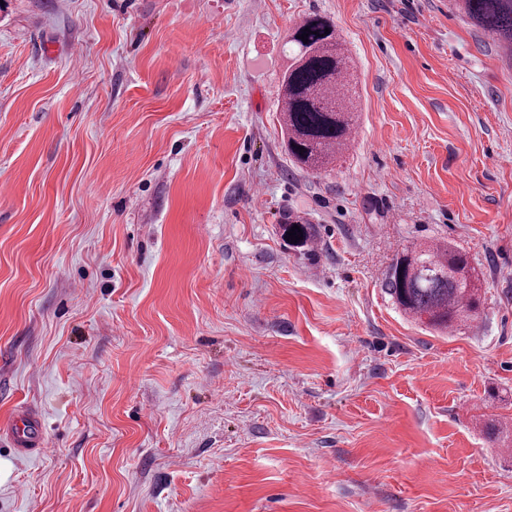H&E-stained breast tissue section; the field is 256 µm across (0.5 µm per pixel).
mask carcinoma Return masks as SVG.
I'll list each match as a JSON object with an SVG mask.
<instances>
[{"label": "carcinoma", "mask_w": 512, "mask_h": 512, "mask_svg": "<svg viewBox=\"0 0 512 512\" xmlns=\"http://www.w3.org/2000/svg\"><path fill=\"white\" fill-rule=\"evenodd\" d=\"M466 19L512 49V0H457ZM310 29L308 42L299 35ZM330 33H325V30ZM297 48L281 81L280 125L292 163L319 173L336 162L349 146L357 122L353 112L351 59L333 21L319 14L304 17L287 33ZM299 225L302 239L288 242L307 254L313 251L314 229L290 218L282 236ZM383 291L406 317L440 331H455L476 318L481 306V272L468 253L440 242L404 247L384 271ZM489 438H512V428L497 421L484 424Z\"/></svg>", "instance_id": "1"}]
</instances>
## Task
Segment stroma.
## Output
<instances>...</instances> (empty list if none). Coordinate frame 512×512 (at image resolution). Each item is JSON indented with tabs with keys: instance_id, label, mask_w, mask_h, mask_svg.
Listing matches in <instances>:
<instances>
[{
	"instance_id": "1",
	"label": "stroma",
	"mask_w": 512,
	"mask_h": 512,
	"mask_svg": "<svg viewBox=\"0 0 512 512\" xmlns=\"http://www.w3.org/2000/svg\"><path fill=\"white\" fill-rule=\"evenodd\" d=\"M312 13L359 114L318 174L278 121ZM432 240L485 278L450 334L381 289ZM484 417L512 423V51L454 0H0V512H512ZM300 223L298 220L292 219L290 216L288 217V221L286 224H280V228L282 230V236L287 240L289 238L288 231L294 226L298 225L301 232H298V229H295L296 235L302 236V240H294V242L288 241V245L292 248L302 252L303 254H307L313 251V243L315 240L314 237V229L310 224H298ZM9 435L14 449L21 455H42L47 450L43 448L41 423L36 415L19 417L11 424Z\"/></svg>"
}]
</instances>
